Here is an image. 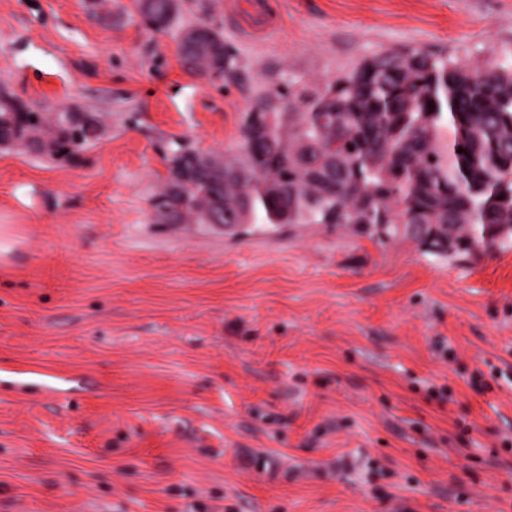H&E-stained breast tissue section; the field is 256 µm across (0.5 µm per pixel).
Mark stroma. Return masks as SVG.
Here are the masks:
<instances>
[{"label":"stroma","instance_id":"stroma-1","mask_svg":"<svg viewBox=\"0 0 512 512\" xmlns=\"http://www.w3.org/2000/svg\"><path fill=\"white\" fill-rule=\"evenodd\" d=\"M140 2L0 0V89L97 125L67 158L0 149V512H512V241L151 207L267 88L394 48L512 63V0H277L257 41L224 0L165 31ZM204 24L218 78L176 52ZM207 27V28H206ZM214 33L215 38L209 31ZM181 37L187 45L194 47V49H188L181 40L177 42V54L183 65L190 69L206 72V73H217L218 75H224L230 65V60L225 57L223 36L221 33L209 26H195L187 28L182 31ZM222 41H221V40ZM199 47L206 51L210 56L223 61H215L213 58L206 54H200L195 49Z\"/></svg>","mask_w":512,"mask_h":512}]
</instances>
